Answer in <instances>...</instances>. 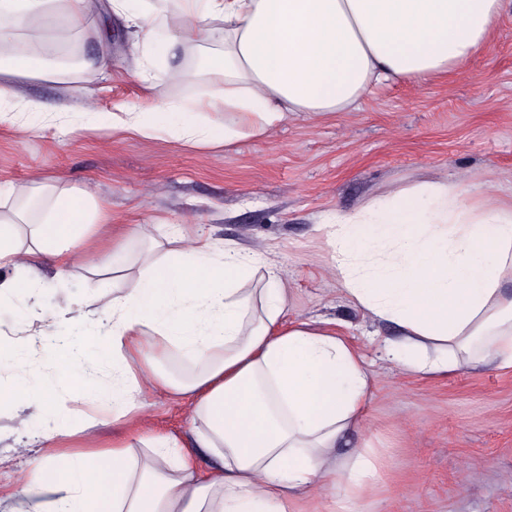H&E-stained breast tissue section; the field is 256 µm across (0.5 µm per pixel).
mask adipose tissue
<instances>
[{"instance_id": "adipose-tissue-1", "label": "adipose tissue", "mask_w": 512, "mask_h": 512, "mask_svg": "<svg viewBox=\"0 0 512 512\" xmlns=\"http://www.w3.org/2000/svg\"><path fill=\"white\" fill-rule=\"evenodd\" d=\"M93 0H0V122L20 134L46 112L36 98L10 102V80L62 75L54 63L63 36L46 29L62 13L82 32ZM504 0H177L143 44L168 53L219 37L198 70L204 97L162 108L113 113L112 126L152 139L177 133L190 146L269 136L287 115L324 118L357 108L394 80L425 83L461 70L486 44ZM220 29H213V22ZM223 112V123L205 120ZM456 184L397 190L361 216L336 219V270L355 304L393 323L385 342L406 370L436 375L467 365L512 366V205L487 199L467 215ZM19 205L0 212V298L36 292V258L82 259L90 269L125 265V249L94 251L86 192L42 181L17 192ZM251 259L200 238L144 257L135 282L113 280L102 311L112 346V376L69 350L55 364L56 383L84 379L102 418L130 419L143 388L193 404V445L159 437L147 447L119 443L102 451L53 447L71 436V417L53 413L44 454L21 484L24 512H294L317 489L335 490L343 512L380 476L379 456L357 449L348 462L336 450L360 427L370 397L362 356L327 328L276 325L285 291L277 276L254 287ZM438 354L423 357L426 342ZM176 348L202 362L176 380L156 370L153 354ZM143 358L132 367L128 352ZM215 461L201 475V456Z\"/></svg>"}]
</instances>
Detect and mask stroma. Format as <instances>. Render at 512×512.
<instances>
[{
  "label": "stroma",
  "mask_w": 512,
  "mask_h": 512,
  "mask_svg": "<svg viewBox=\"0 0 512 512\" xmlns=\"http://www.w3.org/2000/svg\"><path fill=\"white\" fill-rule=\"evenodd\" d=\"M172 0H130L121 16L96 0L87 29L75 36L79 54L106 55L109 65L90 82L80 76L15 81V93L43 100L49 114L28 136L0 124V191L38 179L88 191L105 205L111 228H95L105 249L120 247L124 232L154 225L158 239L200 236L253 257L283 280L282 324L329 322L359 349L371 375V397L359 430L337 456L371 448L382 470L357 512H512V367L462 365L440 377L405 371L389 359L383 339L392 323L356 306L332 272L335 252L328 227L338 214L365 211L392 190L425 183L482 185L459 206L473 211L483 195L512 203V0H506L493 37L466 63L463 75L419 84L400 81L376 91L358 110L319 121L288 118L266 139L229 146L189 148L170 136L154 140L112 128V110L203 96L205 81L169 82L173 67L192 69L194 53L148 56L130 13L158 22ZM99 112L87 118L85 99ZM38 294L0 302V342L28 353L20 375L0 372V388L46 387L49 364L61 344L91 358L108 351L98 311L112 295V275L94 276L84 265L58 272L38 264ZM79 308L87 325L49 326L32 310ZM135 430L98 426L83 384L56 393L52 406L75 415L100 447L126 437L192 441V408L163 391L142 396ZM9 402L0 403V512L17 502L14 492L38 445L19 439Z\"/></svg>",
  "instance_id": "1"
}]
</instances>
